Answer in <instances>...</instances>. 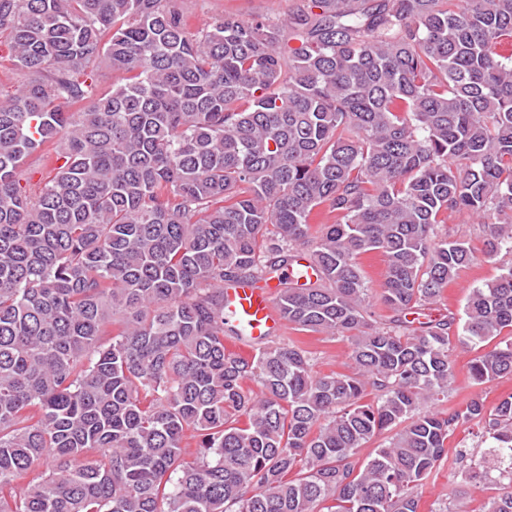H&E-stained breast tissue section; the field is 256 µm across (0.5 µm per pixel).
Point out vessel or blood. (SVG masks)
Listing matches in <instances>:
<instances>
[{"instance_id":"obj_1","label":"vessel or blood","mask_w":512,"mask_h":512,"mask_svg":"<svg viewBox=\"0 0 512 512\" xmlns=\"http://www.w3.org/2000/svg\"><path fill=\"white\" fill-rule=\"evenodd\" d=\"M228 314L238 326L240 336L261 344L281 331L283 321L275 309L271 289L243 284L226 291Z\"/></svg>"}]
</instances>
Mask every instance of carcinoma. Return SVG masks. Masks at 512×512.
<instances>
[{
  "instance_id": "carcinoma-1",
  "label": "carcinoma",
  "mask_w": 512,
  "mask_h": 512,
  "mask_svg": "<svg viewBox=\"0 0 512 512\" xmlns=\"http://www.w3.org/2000/svg\"><path fill=\"white\" fill-rule=\"evenodd\" d=\"M2 37L26 80L0 101V512H419L468 424L458 485L512 512V395L443 407L458 346L473 383L512 377V265L432 316L512 252V0H302L195 32L182 0H0ZM453 212L481 250L438 232ZM274 278L346 371L230 349L224 286ZM509 260L510 255L503 251L495 261L481 260L461 271L458 278L445 288L435 313L448 315V312H452L457 316L462 315L470 289L494 279L501 272L502 265H506ZM364 269L367 272L368 278L370 279L371 295L373 297L372 303L375 306L377 314L386 315L387 312L379 301L376 299L378 292L380 291L381 273L384 268V262L382 257L377 253H371L363 256L362 258Z\"/></svg>"
}]
</instances>
